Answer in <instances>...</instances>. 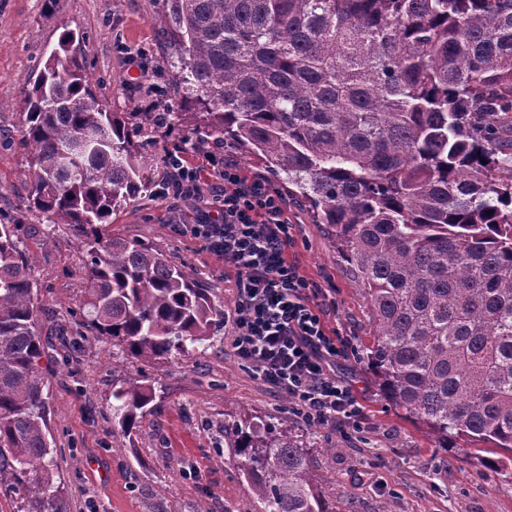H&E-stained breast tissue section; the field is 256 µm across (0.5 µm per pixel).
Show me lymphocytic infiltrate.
<instances>
[{"label":"lymphocytic infiltrate","instance_id":"lymphocytic-infiltrate-1","mask_svg":"<svg viewBox=\"0 0 512 512\" xmlns=\"http://www.w3.org/2000/svg\"><path fill=\"white\" fill-rule=\"evenodd\" d=\"M170 176L157 190L177 201L204 199L199 220L183 234L198 240L234 274L230 347L256 377L285 394L294 413L321 425L361 426L364 407L336 374L343 357L316 289L288 259L292 241L288 202L267 182L243 176L233 164L217 169L205 187L202 167L181 153L167 157Z\"/></svg>","mask_w":512,"mask_h":512}]
</instances>
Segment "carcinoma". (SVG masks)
I'll list each match as a JSON object with an SVG mask.
<instances>
[{"mask_svg":"<svg viewBox=\"0 0 512 512\" xmlns=\"http://www.w3.org/2000/svg\"><path fill=\"white\" fill-rule=\"evenodd\" d=\"M180 61L175 112H112L72 49L29 82L24 210L75 232L86 253L80 328L165 363L224 326L208 289L160 252L104 236L148 188L138 146L154 121L182 143L232 142L288 177L332 230L370 310L381 395L440 446L512 453V0H164ZM21 225L0 224V484L17 512H63L53 484L45 353ZM154 386L118 380L125 437ZM260 512H326L288 429L224 426Z\"/></svg>","mask_w":512,"mask_h":512,"instance_id":"1","label":"carcinoma"}]
</instances>
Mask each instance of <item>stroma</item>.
<instances>
[{
  "label": "stroma",
  "mask_w": 512,
  "mask_h": 512,
  "mask_svg": "<svg viewBox=\"0 0 512 512\" xmlns=\"http://www.w3.org/2000/svg\"><path fill=\"white\" fill-rule=\"evenodd\" d=\"M162 0H0V224H20V247L33 261L47 341L41 361L49 381L55 482L66 512H259L237 458L224 446V427L241 418L285 426L302 437L314 487L329 512H512V455L487 446L460 453L444 449L385 400L366 362L372 342L369 308L352 269L336 250L327 225L313 223L300 199L289 197L293 243L288 257L318 287L330 330L346 344L336 372L358 393L360 431H339L295 417L287 397L256 378L230 350L235 294L232 279L202 243L175 227L195 223L200 202L159 197L155 184L168 170L165 154L182 133L160 128L145 150L156 159L153 188L114 212L106 235L161 251L208 288L226 325L187 356L152 364L105 336L73 350L81 299L83 253L69 225L20 207L28 183V154L19 141L22 102L63 31L85 35L81 51L96 92L115 112L139 111L144 89H172L177 60L165 45ZM202 164L233 162L244 175L287 195L286 175L230 144L188 150ZM151 381L156 399L134 435L112 421V379ZM495 466H488V459Z\"/></svg>",
  "instance_id": "35a3bbf8"
}]
</instances>
